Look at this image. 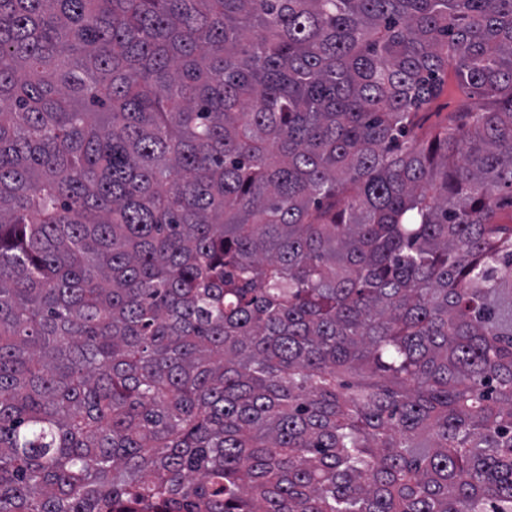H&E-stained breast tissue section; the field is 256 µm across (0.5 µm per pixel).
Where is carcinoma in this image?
Instances as JSON below:
<instances>
[{
  "label": "carcinoma",
  "instance_id": "obj_1",
  "mask_svg": "<svg viewBox=\"0 0 512 512\" xmlns=\"http://www.w3.org/2000/svg\"><path fill=\"white\" fill-rule=\"evenodd\" d=\"M505 207L512 0H0V512H512ZM473 98L458 87V79L453 71L443 77V90L419 114V122L425 130L443 126L461 112Z\"/></svg>",
  "mask_w": 512,
  "mask_h": 512
}]
</instances>
